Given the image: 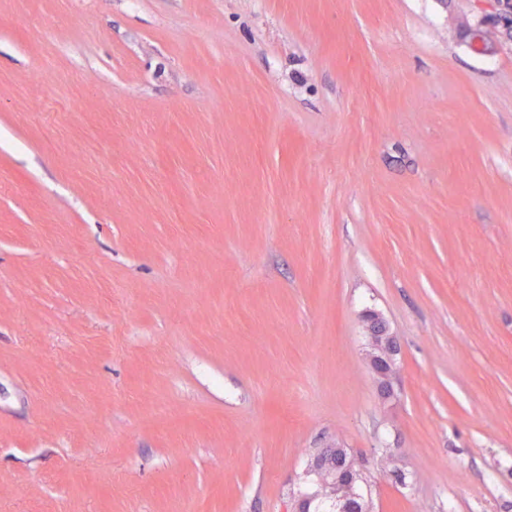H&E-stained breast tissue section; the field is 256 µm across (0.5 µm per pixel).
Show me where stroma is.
Wrapping results in <instances>:
<instances>
[{"mask_svg":"<svg viewBox=\"0 0 512 512\" xmlns=\"http://www.w3.org/2000/svg\"><path fill=\"white\" fill-rule=\"evenodd\" d=\"M469 9L0 0V512H288L336 444L369 512H512V52ZM371 346L368 353L369 365L379 391L389 396L393 391V362L398 353L397 342L388 333L383 320L377 314H366ZM346 456L349 468L355 476V480L349 488L351 491L350 496H352L349 503L357 506L358 512H365L364 510L368 507V501L366 500L368 493L365 490V487H367V479L364 477L363 464L351 453H346Z\"/></svg>","mask_w":512,"mask_h":512,"instance_id":"obj_1","label":"stroma"}]
</instances>
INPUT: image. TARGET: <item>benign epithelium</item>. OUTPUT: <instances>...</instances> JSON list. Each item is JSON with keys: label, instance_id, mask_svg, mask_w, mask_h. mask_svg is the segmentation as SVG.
I'll list each match as a JSON object with an SVG mask.
<instances>
[{"label": "benign epithelium", "instance_id": "7a95c632", "mask_svg": "<svg viewBox=\"0 0 512 512\" xmlns=\"http://www.w3.org/2000/svg\"><path fill=\"white\" fill-rule=\"evenodd\" d=\"M465 38L477 54H488L512 47V0H473L471 18L464 24ZM371 338L369 365L379 391L388 396L393 391V362L397 342L376 314L365 315Z\"/></svg>", "mask_w": 512, "mask_h": 512}]
</instances>
